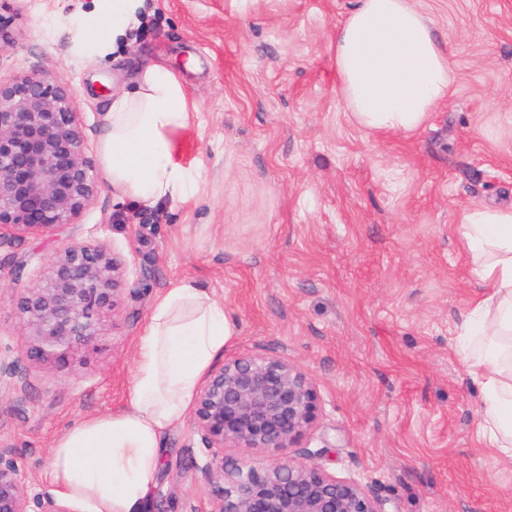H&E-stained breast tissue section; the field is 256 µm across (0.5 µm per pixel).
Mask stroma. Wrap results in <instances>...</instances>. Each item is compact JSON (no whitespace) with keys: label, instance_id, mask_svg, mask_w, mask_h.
Here are the masks:
<instances>
[{"label":"stroma","instance_id":"stroma-1","mask_svg":"<svg viewBox=\"0 0 512 512\" xmlns=\"http://www.w3.org/2000/svg\"><path fill=\"white\" fill-rule=\"evenodd\" d=\"M449 49L446 102L409 133L348 117L330 42L356 0H144L128 42L76 57L71 37L108 0H0L13 44L0 75L70 87L88 154L114 89L172 68L195 118L174 159L193 188L146 206L102 188L76 223L0 242V358L31 347L14 302L64 244L106 243L125 292L90 342L30 362L0 393V443L27 483L54 441L129 406L136 340L156 296L194 280L236 332L224 359L278 354L312 378L315 426L290 455L360 484L386 512H512V462L478 439L481 394L456 351L474 300L456 226L512 204V0H415ZM191 422L164 438L149 512H208Z\"/></svg>","mask_w":512,"mask_h":512}]
</instances>
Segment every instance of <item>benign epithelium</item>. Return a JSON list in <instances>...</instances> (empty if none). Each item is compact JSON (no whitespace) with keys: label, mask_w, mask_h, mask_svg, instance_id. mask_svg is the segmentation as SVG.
Masks as SVG:
<instances>
[{"label":"benign epithelium","mask_w":512,"mask_h":512,"mask_svg":"<svg viewBox=\"0 0 512 512\" xmlns=\"http://www.w3.org/2000/svg\"><path fill=\"white\" fill-rule=\"evenodd\" d=\"M100 190L72 90L45 72L0 77V240L73 224ZM124 268L102 244L62 247L17 298L37 345L0 361V385L21 388L28 362L91 341L103 311L119 307ZM318 413L312 379L282 356L244 355L211 371L192 416L205 443L196 468L214 489L209 512H385L358 484L289 458ZM226 448L276 452L281 461L226 466ZM0 512L76 510L49 492L31 493L15 449L0 445Z\"/></svg>","instance_id":"7a95c632"}]
</instances>
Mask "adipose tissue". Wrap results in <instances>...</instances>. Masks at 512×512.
Masks as SVG:
<instances>
[{"instance_id":"adipose-tissue-1","label":"adipose tissue","mask_w":512,"mask_h":512,"mask_svg":"<svg viewBox=\"0 0 512 512\" xmlns=\"http://www.w3.org/2000/svg\"><path fill=\"white\" fill-rule=\"evenodd\" d=\"M142 0H112L81 55H105L138 22ZM339 92L359 127L410 131L448 96L451 66L413 0H358L331 42ZM194 118L168 66L145 64L132 88L113 92L99 156L104 181L153 206L187 191L172 135ZM457 232L472 272L489 290L475 299L460 354L481 392L479 437L512 460V207L464 211ZM234 325L223 305L182 280L155 300L137 345L129 408L69 427L55 442L44 482L83 512H148L166 433L189 415L203 377Z\"/></svg>"}]
</instances>
